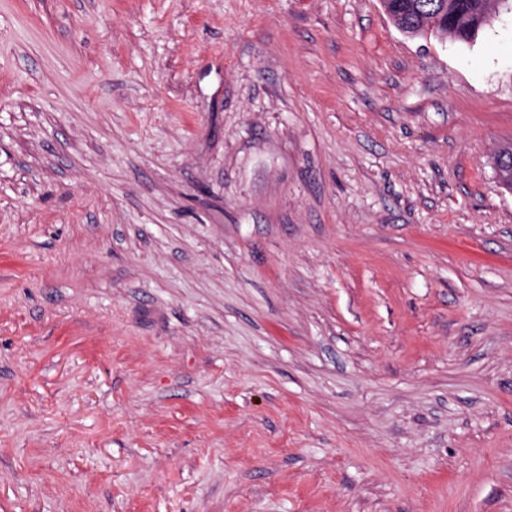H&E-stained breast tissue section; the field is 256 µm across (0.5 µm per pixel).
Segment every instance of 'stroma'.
<instances>
[{"mask_svg": "<svg viewBox=\"0 0 512 512\" xmlns=\"http://www.w3.org/2000/svg\"><path fill=\"white\" fill-rule=\"evenodd\" d=\"M512 14L0 0V512H512ZM392 23L408 37L430 27L460 42L473 41L500 13L512 14V0H382Z\"/></svg>", "mask_w": 512, "mask_h": 512, "instance_id": "1", "label": "stroma"}]
</instances>
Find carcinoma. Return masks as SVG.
Listing matches in <instances>:
<instances>
[{"label":"carcinoma","instance_id":"cac0c4a2","mask_svg":"<svg viewBox=\"0 0 512 512\" xmlns=\"http://www.w3.org/2000/svg\"><path fill=\"white\" fill-rule=\"evenodd\" d=\"M392 23L419 37L429 28L460 42L473 41L500 13L512 14V0H382Z\"/></svg>","mask_w":512,"mask_h":512}]
</instances>
